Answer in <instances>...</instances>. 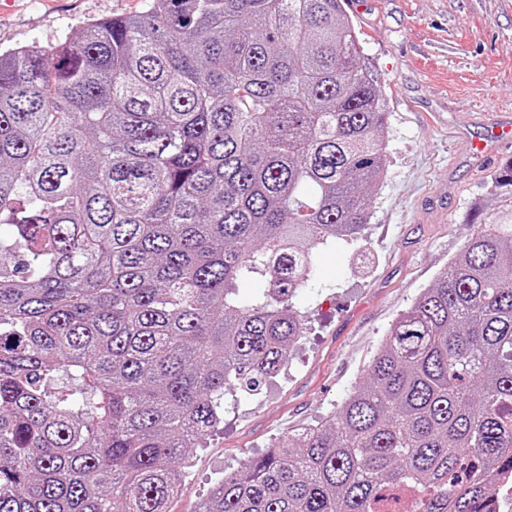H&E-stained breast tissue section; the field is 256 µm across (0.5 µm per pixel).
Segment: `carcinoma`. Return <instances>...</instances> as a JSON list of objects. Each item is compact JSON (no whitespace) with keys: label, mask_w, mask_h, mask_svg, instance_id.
I'll use <instances>...</instances> for the list:
<instances>
[{"label":"carcinoma","mask_w":512,"mask_h":512,"mask_svg":"<svg viewBox=\"0 0 512 512\" xmlns=\"http://www.w3.org/2000/svg\"><path fill=\"white\" fill-rule=\"evenodd\" d=\"M346 0H150L0 50V512H166L224 391L303 334L316 249L361 234L385 105ZM327 426L198 512H496L512 471V173ZM267 276L248 308L237 282ZM77 382L53 391L59 377Z\"/></svg>","instance_id":"obj_1"}]
</instances>
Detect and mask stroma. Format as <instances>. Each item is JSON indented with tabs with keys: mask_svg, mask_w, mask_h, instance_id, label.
Masks as SVG:
<instances>
[{
	"mask_svg": "<svg viewBox=\"0 0 512 512\" xmlns=\"http://www.w3.org/2000/svg\"><path fill=\"white\" fill-rule=\"evenodd\" d=\"M146 0H76L72 15L21 0L0 17V49L77 36L91 17ZM347 15L389 112L387 166L361 239L328 241L291 303L306 324L259 394L224 397V422L196 449L169 512H198L214 484L283 436L330 423L398 314L480 231L499 165L473 167L479 114L512 109V0H364Z\"/></svg>",
	"mask_w": 512,
	"mask_h": 512,
	"instance_id": "1",
	"label": "stroma"
}]
</instances>
